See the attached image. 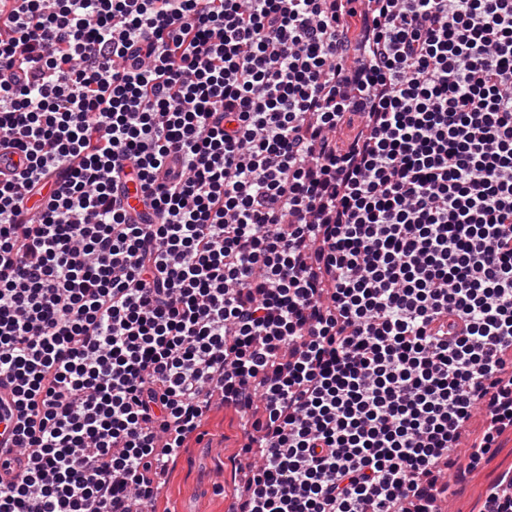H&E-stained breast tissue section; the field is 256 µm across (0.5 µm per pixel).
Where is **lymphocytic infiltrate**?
<instances>
[{
    "mask_svg": "<svg viewBox=\"0 0 512 512\" xmlns=\"http://www.w3.org/2000/svg\"><path fill=\"white\" fill-rule=\"evenodd\" d=\"M352 2L0 0V512H133L216 399L228 512H438L512 430V0ZM0 473H1V462L4 458L13 459L7 451L13 446L14 435L13 428L18 416L15 404L12 400L10 391L8 388H0ZM12 413V416L10 417Z\"/></svg>",
    "mask_w": 512,
    "mask_h": 512,
    "instance_id": "obj_1",
    "label": "lymphocytic infiltrate"
}]
</instances>
